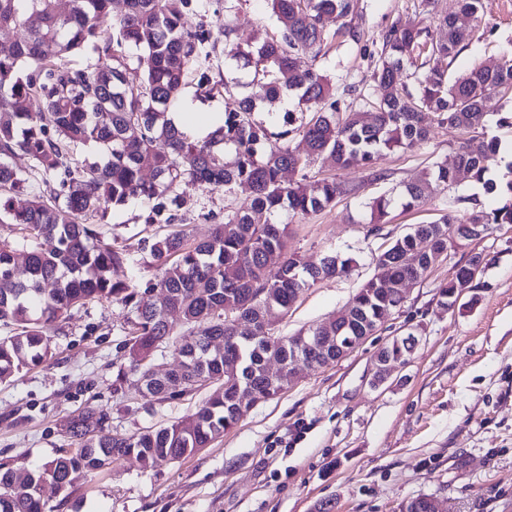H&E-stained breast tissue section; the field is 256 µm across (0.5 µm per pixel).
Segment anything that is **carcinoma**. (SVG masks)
Returning a JSON list of instances; mask_svg holds the SVG:
<instances>
[{
  "label": "carcinoma",
  "mask_w": 512,
  "mask_h": 512,
  "mask_svg": "<svg viewBox=\"0 0 512 512\" xmlns=\"http://www.w3.org/2000/svg\"><path fill=\"white\" fill-rule=\"evenodd\" d=\"M279 35L260 44L228 25L219 37L199 25L184 27L185 13L195 0H124V11L112 16V31L100 26L111 16L112 0H0V189L7 219L24 226L26 235L0 242V382L20 370L38 366L52 356L47 330L72 318L90 301L111 300L133 308L127 322L128 369L118 380L135 377L145 398L177 399L199 382L217 387L193 415L191 428L172 422L129 437L107 430V414L85 408L70 425L79 440L62 448L51 462L31 468L0 463V512H45L44 483L66 490L79 478L101 470L112 460L134 456L145 468L159 456L181 459L224 436L251 408L276 394L264 366L274 354L286 362L305 358L310 350L280 336L272 346L258 331L249 341L236 337L226 311L260 318L255 296L264 306L288 315L300 292L319 279L349 272L351 260L330 253L321 275L288 254V225L273 221L281 211L309 215L332 205L345 189L334 178L307 181L306 169L322 155L340 168L371 167L388 152L410 149L429 136L427 116L437 125L462 131L457 141L459 163L490 193L503 198L491 212L476 210L461 219L447 211L428 224H417L395 239L377 260L374 275L349 301L345 317L306 331L322 336H370L401 308L404 297L386 281L422 282L436 260H445L454 245L448 228L465 241L481 240L491 229L512 224V180L485 179V161L498 140L486 132L485 103L500 88H512V64L479 65L453 74L433 66L431 75L414 89L400 80L403 71L454 58L468 37L456 19L440 21L438 39L427 26H391L381 48L369 53L371 77L379 88L358 111L341 105L331 80L320 70L296 67L300 52L319 55L322 46L344 32L358 38L345 23L354 0H269ZM40 24L28 26L31 16ZM333 18L340 25H324ZM21 30L27 37L17 38ZM232 42L222 53L237 62L249 84L262 94L243 96L236 108L208 138L199 140L175 127L167 112L176 106L197 76V90L217 87L230 93L241 85L219 68L221 42ZM147 59L144 81L129 85L130 48ZM96 62L75 68L74 58L87 50ZM295 95L312 117L295 130L272 131L254 119L258 102ZM296 133L306 143L301 154L290 146ZM22 153L33 162L43 190L32 188L28 172L8 158ZM151 168L146 180L142 170ZM301 174L284 182L285 171ZM456 182L455 169L434 164L425 178L405 186L404 207L422 203L431 192ZM239 190L251 198L249 209L224 213V223L192 242L178 211L186 204L181 186ZM25 200L15 205L14 199ZM138 200L144 223L167 227L161 235L141 240V252L156 269L144 292L157 293V305H141L139 284L120 277L133 263L127 249L105 239L100 226L112 209ZM490 262L479 252L457 267L454 277L439 286L442 308L457 303L456 283L477 274ZM179 314L188 335L178 347V364L163 375L150 372L157 348L170 339L167 315ZM233 352L237 376L224 375V357ZM399 512H434L429 496L402 502Z\"/></svg>",
  "instance_id": "cac0c4a2"
}]
</instances>
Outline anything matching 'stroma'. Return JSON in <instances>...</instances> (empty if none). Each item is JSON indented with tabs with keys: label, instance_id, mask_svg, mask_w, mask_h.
<instances>
[{
	"label": "stroma",
	"instance_id": "35a3bbf8",
	"mask_svg": "<svg viewBox=\"0 0 512 512\" xmlns=\"http://www.w3.org/2000/svg\"><path fill=\"white\" fill-rule=\"evenodd\" d=\"M352 24L359 40L344 36L324 55H298L299 68L316 66L336 89L354 84L376 94L366 50L391 25L420 20L421 0H356ZM482 19L460 0H437L434 17L450 15L470 33L451 69L464 73L482 62L512 60V0H485ZM206 23L214 34L231 26L260 42L275 32L268 0H201L186 13L187 28ZM487 128L501 141L487 161L488 175L512 179V93L486 102ZM458 133L433 128L428 141L393 151L376 168H337L329 155L315 158L309 179L333 177L345 195L325 210L302 216L283 211L288 251L307 264L327 253L350 260L347 275L305 289L277 326L291 336L343 308L376 269L378 255L412 225L452 210L459 217L499 206L482 183L462 176L457 184L403 209L404 185L419 181L437 162H452ZM180 215L194 238L207 237L206 215L246 207L242 194L188 187ZM389 200L386 223L373 225L368 208ZM130 252L152 229L139 202L114 208L104 228ZM474 252L488 255L475 303L450 311L438 305V287ZM131 312L121 304L93 302L51 331L53 355L0 383V463L31 467L76 447L71 418L86 404L103 409L112 433L129 436L191 418L208 398L202 387L173 401L142 398L129 381L116 380L126 362L124 328ZM416 328L420 343L411 362L374 386L376 354L393 337ZM304 433L290 436L296 427ZM431 495L447 512H512V225L451 250L421 283L408 286L399 312L382 330L337 362L304 369L281 394L250 409L206 448L177 461L143 468L132 456L77 480L47 488L48 512H398L402 501Z\"/></svg>",
	"mask_w": 512,
	"mask_h": 512
}]
</instances>
